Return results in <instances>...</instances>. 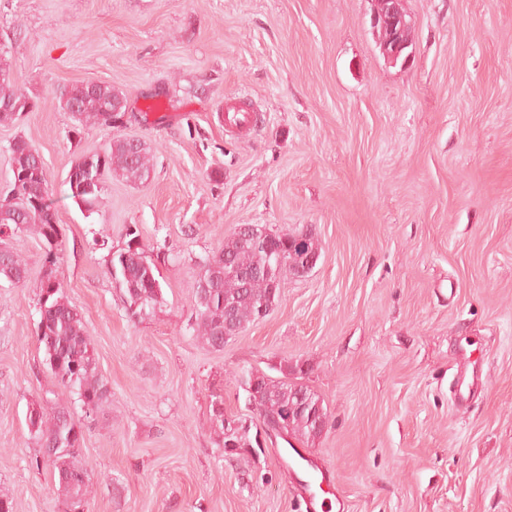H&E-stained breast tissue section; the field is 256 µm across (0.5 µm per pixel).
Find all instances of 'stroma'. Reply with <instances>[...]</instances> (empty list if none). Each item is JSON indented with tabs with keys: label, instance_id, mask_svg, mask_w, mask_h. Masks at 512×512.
Returning a JSON list of instances; mask_svg holds the SVG:
<instances>
[{
	"label": "stroma",
	"instance_id": "35a3bbf8",
	"mask_svg": "<svg viewBox=\"0 0 512 512\" xmlns=\"http://www.w3.org/2000/svg\"><path fill=\"white\" fill-rule=\"evenodd\" d=\"M402 6L413 54L394 65L371 0H0L7 66L39 105L0 126V194L25 139L62 228L58 275L112 392L84 429V512H307L284 441L228 458L209 427L216 393L256 421L242 381L284 364L329 415L301 451L331 512H512V0ZM81 81L125 94L122 124L71 135L57 95ZM242 103L255 122L228 127ZM116 135L151 146L154 168L106 181L85 211L70 168ZM239 224L311 231L320 256L216 352L188 326L196 264ZM129 225L162 287L141 316L106 262ZM12 245L30 276L0 281V497L65 512L26 415L83 412L37 341L44 244ZM458 373L473 386L462 406Z\"/></svg>",
	"mask_w": 512,
	"mask_h": 512
}]
</instances>
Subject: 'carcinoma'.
Here are the masks:
<instances>
[{
    "label": "carcinoma",
    "instance_id": "1",
    "mask_svg": "<svg viewBox=\"0 0 512 512\" xmlns=\"http://www.w3.org/2000/svg\"><path fill=\"white\" fill-rule=\"evenodd\" d=\"M127 103L125 96L110 84L91 90L81 83L60 90L59 104L70 113V132L79 136L89 126H112L108 109ZM38 107L0 68V125H14L27 105ZM154 155L145 142L129 136H115L103 148L80 156L67 176L69 197L87 210H93L106 179L115 176L129 182L147 179L154 167ZM12 168L28 173V186L10 184L0 198V280L20 284L28 275L27 264L10 246L19 233L33 231L46 246L40 286L37 339L43 344L46 362L60 385L78 396L83 409L79 420L68 407L58 404L51 411L35 406L27 414L28 426L41 456L51 460L60 491L69 502L70 512L83 507L90 478L79 459L84 441V421L93 420L111 401L112 393L97 370L95 348L85 323L69 302L63 282L57 276L60 263V225L55 212L43 202L49 194L44 162L39 152L25 140L12 147ZM239 224L224 244L198 263L194 317L190 327L208 348L221 351L230 337L224 335V308L230 307L234 334L259 320V307L270 312L280 299L282 281L297 275L308 257L319 253L314 236L292 233L255 243ZM125 247L108 251L107 263L124 288L128 310L133 315L154 307L162 296L155 262L147 259L139 232L126 227ZM274 378L256 373L255 391L247 401L263 429L280 427L288 438L301 443L314 442L329 422L323 402L307 386L288 379V369ZM210 422L219 437L218 447L225 454H238L259 443L250 438L251 426L234 419L236 426L224 425V396L211 400Z\"/></svg>",
    "mask_w": 512,
    "mask_h": 512
}]
</instances>
